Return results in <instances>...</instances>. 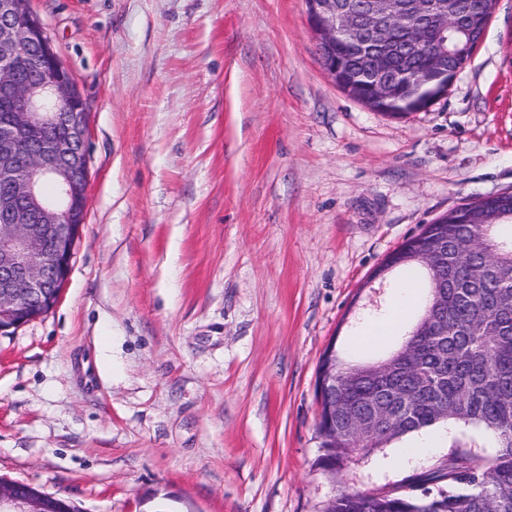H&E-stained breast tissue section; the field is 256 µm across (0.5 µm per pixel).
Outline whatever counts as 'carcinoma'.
I'll return each instance as SVG.
<instances>
[{
	"label": "carcinoma",
	"instance_id": "cac0c4a2",
	"mask_svg": "<svg viewBox=\"0 0 512 512\" xmlns=\"http://www.w3.org/2000/svg\"><path fill=\"white\" fill-rule=\"evenodd\" d=\"M415 89L401 86L388 105L399 112ZM465 203L450 211L448 268L428 270L423 242L399 267L427 289L442 281L448 320L439 336H415L418 323L384 357L352 363L336 357V414L322 409L317 465L341 471L391 442L439 423L491 433L494 453L458 446L460 464L415 477L397 492L343 491L324 512H512V219L465 223ZM336 443H331V429ZM432 483L437 489H420Z\"/></svg>",
	"mask_w": 512,
	"mask_h": 512
}]
</instances>
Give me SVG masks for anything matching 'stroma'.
<instances>
[{"instance_id": "stroma-1", "label": "stroma", "mask_w": 512, "mask_h": 512, "mask_svg": "<svg viewBox=\"0 0 512 512\" xmlns=\"http://www.w3.org/2000/svg\"><path fill=\"white\" fill-rule=\"evenodd\" d=\"M29 8L86 103L88 204L58 304L0 335V478L79 512H321L455 445L492 453L451 422L331 476L315 385L328 346L376 359L406 329L355 345L392 309L390 253L512 192V0L447 93L399 117L332 81L305 0Z\"/></svg>"}]
</instances>
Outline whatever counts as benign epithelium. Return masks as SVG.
<instances>
[{"mask_svg": "<svg viewBox=\"0 0 512 512\" xmlns=\"http://www.w3.org/2000/svg\"><path fill=\"white\" fill-rule=\"evenodd\" d=\"M496 0H481L467 13L465 0H306L309 25L323 66L337 85L348 82L336 65L343 49L362 64L360 78L373 102L386 109L396 88H418L410 111L444 94L466 64L445 67L448 35L467 19L471 27L491 18ZM393 31L404 35L401 50L414 54L432 44L430 78L413 68L393 71L383 46ZM25 63L33 76L19 74ZM0 335L52 309L67 281L82 236L87 205L88 118L75 76L61 63L52 42L23 0H0ZM64 135L32 141L38 128ZM57 178L52 198L40 193L41 179ZM317 397L336 394V345L322 358ZM0 512H73L70 501L27 485L0 480Z\"/></svg>", "mask_w": 512, "mask_h": 512, "instance_id": "benign-epithelium-1", "label": "benign epithelium"}]
</instances>
